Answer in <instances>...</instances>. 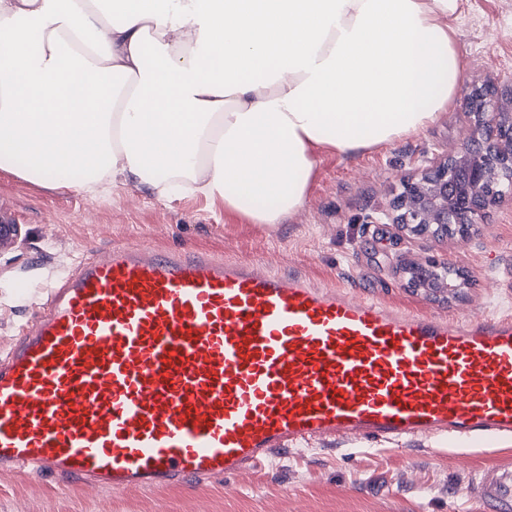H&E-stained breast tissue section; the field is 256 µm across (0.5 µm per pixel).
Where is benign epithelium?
<instances>
[{
	"mask_svg": "<svg viewBox=\"0 0 512 512\" xmlns=\"http://www.w3.org/2000/svg\"><path fill=\"white\" fill-rule=\"evenodd\" d=\"M470 134L454 150L438 154L416 177L402 181L387 218L407 238L438 231L448 237L481 224L486 210L512 198V84L490 80L465 106ZM407 283L453 297L465 287L464 272L444 261L404 266Z\"/></svg>",
	"mask_w": 512,
	"mask_h": 512,
	"instance_id": "1",
	"label": "benign epithelium"
}]
</instances>
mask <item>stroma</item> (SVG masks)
<instances>
[{
  "label": "stroma",
  "instance_id": "obj_1",
  "mask_svg": "<svg viewBox=\"0 0 512 512\" xmlns=\"http://www.w3.org/2000/svg\"><path fill=\"white\" fill-rule=\"evenodd\" d=\"M452 24L464 62L460 100L488 80H512V0H463ZM468 134L459 101L425 131L393 143L356 155L317 149L305 206L278 224L254 223L201 195L166 205L136 182L101 198L63 179L0 169V210L20 227L16 243L0 249V356L37 313L34 289L121 241L258 258L320 285L340 281L356 294L428 313L512 311V200L447 241L400 237L386 218L402 177ZM408 260L460 266L467 284L452 298L409 288L400 271ZM493 460L491 451L449 443L405 450L317 444L240 475L156 492L85 493L0 474V512H478L464 489Z\"/></svg>",
  "mask_w": 512,
  "mask_h": 512
}]
</instances>
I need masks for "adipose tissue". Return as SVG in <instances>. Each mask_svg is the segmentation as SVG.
Returning <instances> with one entry per match:
<instances>
[{"mask_svg":"<svg viewBox=\"0 0 512 512\" xmlns=\"http://www.w3.org/2000/svg\"><path fill=\"white\" fill-rule=\"evenodd\" d=\"M0 0V168L202 194L258 224L454 102L461 0Z\"/></svg>","mask_w":512,"mask_h":512,"instance_id":"obj_1","label":"adipose tissue"}]
</instances>
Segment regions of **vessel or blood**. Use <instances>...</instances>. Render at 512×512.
<instances>
[{
	"label": "vessel or blood",
	"instance_id": "vessel-or-blood-1",
	"mask_svg": "<svg viewBox=\"0 0 512 512\" xmlns=\"http://www.w3.org/2000/svg\"><path fill=\"white\" fill-rule=\"evenodd\" d=\"M0 359V471L85 491L235 475L325 442L512 440V315L448 317L205 250L115 243ZM512 512V453L466 488Z\"/></svg>",
	"mask_w": 512,
	"mask_h": 512
}]
</instances>
